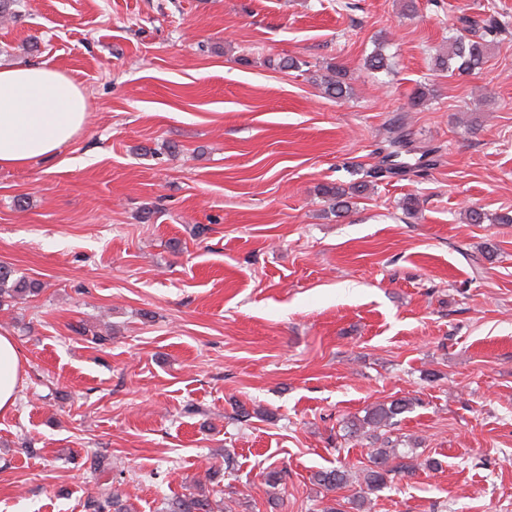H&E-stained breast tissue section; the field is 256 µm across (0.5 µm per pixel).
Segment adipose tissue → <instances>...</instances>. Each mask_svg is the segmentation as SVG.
I'll use <instances>...</instances> for the list:
<instances>
[{
  "instance_id": "obj_1",
  "label": "adipose tissue",
  "mask_w": 512,
  "mask_h": 512,
  "mask_svg": "<svg viewBox=\"0 0 512 512\" xmlns=\"http://www.w3.org/2000/svg\"><path fill=\"white\" fill-rule=\"evenodd\" d=\"M86 97L73 80L42 61L0 69V167L51 158L84 126ZM22 356L0 333V411L14 406Z\"/></svg>"
}]
</instances>
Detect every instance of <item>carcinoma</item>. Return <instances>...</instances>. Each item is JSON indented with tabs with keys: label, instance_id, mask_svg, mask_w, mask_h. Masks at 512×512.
Masks as SVG:
<instances>
[{
	"label": "carcinoma",
	"instance_id": "carcinoma-1",
	"mask_svg": "<svg viewBox=\"0 0 512 512\" xmlns=\"http://www.w3.org/2000/svg\"><path fill=\"white\" fill-rule=\"evenodd\" d=\"M481 25V33L472 39L469 34L476 32L475 26ZM502 32V25L494 15H489L481 22L471 20L466 14L457 16V23L448 30V52L435 58V65L448 71L449 74H469L481 69L486 53L488 38ZM319 85L326 95L342 99L349 94L350 86L346 81V72L335 66L327 68V72L319 77ZM364 186L354 185L324 187V194L336 200V204L345 207L348 199L362 192ZM39 286L22 278L14 277L13 271L0 265V307L26 299L38 292ZM413 400L400 398L388 403H379L366 411L361 419L347 422V435L356 440L366 429L392 427L399 423L398 416L412 409ZM437 467L434 460H419L409 453L400 450L396 445L386 442L380 448L369 452L368 464L361 469L362 483L366 490L376 492L383 488L395 475L412 476L419 469L432 470ZM351 474L347 467L319 471L314 476L315 483L327 492L345 487L350 482ZM87 508L91 512H128L120 495L108 488L100 490L97 497L90 500ZM168 512H213L209 497L205 492L182 494L169 505Z\"/></svg>",
	"mask_w": 512,
	"mask_h": 512
}]
</instances>
